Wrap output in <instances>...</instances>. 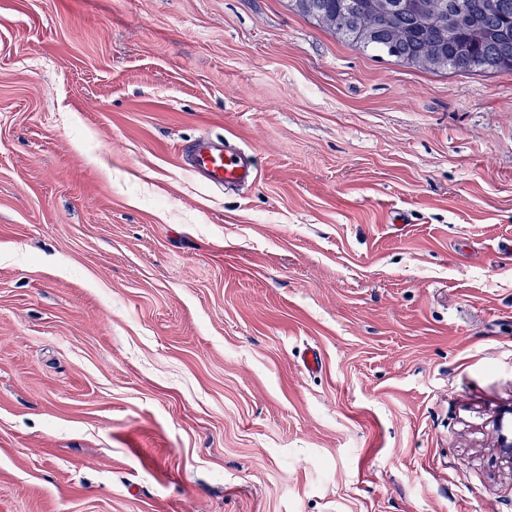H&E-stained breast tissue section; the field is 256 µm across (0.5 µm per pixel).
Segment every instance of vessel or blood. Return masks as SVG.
<instances>
[{"label":"vessel or blood","mask_w":512,"mask_h":512,"mask_svg":"<svg viewBox=\"0 0 512 512\" xmlns=\"http://www.w3.org/2000/svg\"><path fill=\"white\" fill-rule=\"evenodd\" d=\"M187 167L214 188L244 186L253 179L251 163L243 161L240 154L225 150L220 140L202 139L191 145Z\"/></svg>","instance_id":"1"}]
</instances>
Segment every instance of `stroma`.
I'll return each instance as SVG.
<instances>
[{
	"instance_id": "stroma-1",
	"label": "stroma",
	"mask_w": 512,
	"mask_h": 512,
	"mask_svg": "<svg viewBox=\"0 0 512 512\" xmlns=\"http://www.w3.org/2000/svg\"><path fill=\"white\" fill-rule=\"evenodd\" d=\"M511 242L512 73L0 0V512H512ZM187 168L214 188L245 186L252 183L253 167L238 153L224 150V141L202 139L188 151Z\"/></svg>"
}]
</instances>
